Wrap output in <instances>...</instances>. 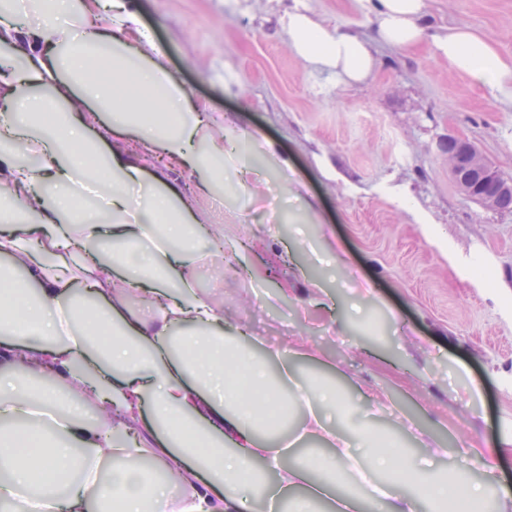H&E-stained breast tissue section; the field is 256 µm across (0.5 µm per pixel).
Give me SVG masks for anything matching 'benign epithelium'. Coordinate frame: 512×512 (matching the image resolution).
Returning <instances> with one entry per match:
<instances>
[{
	"label": "benign epithelium",
	"mask_w": 512,
	"mask_h": 512,
	"mask_svg": "<svg viewBox=\"0 0 512 512\" xmlns=\"http://www.w3.org/2000/svg\"><path fill=\"white\" fill-rule=\"evenodd\" d=\"M448 171L460 194L486 210L497 209V199L512 194V176L497 169L467 138L448 137ZM466 163H460V159Z\"/></svg>",
	"instance_id": "7a95c632"
}]
</instances>
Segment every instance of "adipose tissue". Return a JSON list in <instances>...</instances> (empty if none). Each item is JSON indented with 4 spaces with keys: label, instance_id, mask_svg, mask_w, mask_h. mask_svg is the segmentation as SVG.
<instances>
[{
    "label": "adipose tissue",
    "instance_id": "adipose-tissue-1",
    "mask_svg": "<svg viewBox=\"0 0 512 512\" xmlns=\"http://www.w3.org/2000/svg\"><path fill=\"white\" fill-rule=\"evenodd\" d=\"M375 35L328 30L303 0L277 22L306 67L365 83L381 47L429 42L450 69L512 108V58L465 24L434 26L426 0H359ZM25 31L0 18V501L10 512H241L274 500L294 512H494L508 489L434 470L374 431L340 392L288 371L259 338L228 336L195 287L224 253L180 170L213 192L265 144L230 112L200 105L171 74L130 0H31ZM93 203L105 222L90 219ZM105 242L108 257L88 251ZM37 294H30V286ZM141 288L143 305L124 296ZM49 371L80 401L52 418ZM324 451L290 463L280 422ZM153 423L142 426L144 411ZM355 475L363 494L342 490ZM180 494L169 495L171 485Z\"/></svg>",
    "mask_w": 512,
    "mask_h": 512
}]
</instances>
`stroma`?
Segmentation results:
<instances>
[{"instance_id":"stroma-1","label":"stroma","mask_w":512,"mask_h":512,"mask_svg":"<svg viewBox=\"0 0 512 512\" xmlns=\"http://www.w3.org/2000/svg\"><path fill=\"white\" fill-rule=\"evenodd\" d=\"M137 2L193 99L271 145L226 176L223 211L198 202L224 238L199 293L298 375L336 381L374 428L412 419L453 449L443 467L484 479L462 450L512 435V211L459 193L447 145L468 138L512 176V111L426 45L382 48L368 83L337 85L274 25L281 0ZM305 3L327 28L368 25L355 0ZM427 5L434 25L467 24L512 57V0ZM290 179L311 209L284 202Z\"/></svg>"}]
</instances>
